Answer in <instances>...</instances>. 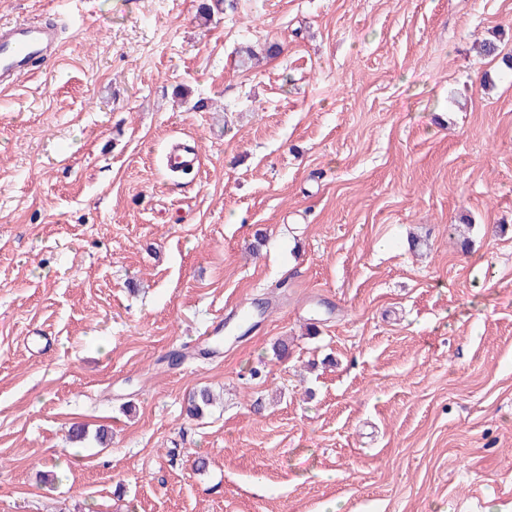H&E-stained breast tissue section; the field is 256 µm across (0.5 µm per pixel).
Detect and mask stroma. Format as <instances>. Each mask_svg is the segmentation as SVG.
I'll return each mask as SVG.
<instances>
[{
  "instance_id": "obj_1",
  "label": "stroma",
  "mask_w": 512,
  "mask_h": 512,
  "mask_svg": "<svg viewBox=\"0 0 512 512\" xmlns=\"http://www.w3.org/2000/svg\"><path fill=\"white\" fill-rule=\"evenodd\" d=\"M200 2L0 0V512H512V0ZM58 57L56 28L29 20L0 23V90L27 76L34 63ZM166 160L169 169L176 172L193 169L197 162L196 146L180 139L173 140L167 149Z\"/></svg>"
}]
</instances>
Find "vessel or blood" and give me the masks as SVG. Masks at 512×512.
Masks as SVG:
<instances>
[{
	"label": "vessel or blood",
	"mask_w": 512,
	"mask_h": 512,
	"mask_svg": "<svg viewBox=\"0 0 512 512\" xmlns=\"http://www.w3.org/2000/svg\"><path fill=\"white\" fill-rule=\"evenodd\" d=\"M59 34L56 28L37 21L0 23V90L12 87L29 74L34 63L57 59ZM167 165L180 172L195 167L197 149L185 141H171Z\"/></svg>",
	"instance_id": "obj_1"
}]
</instances>
